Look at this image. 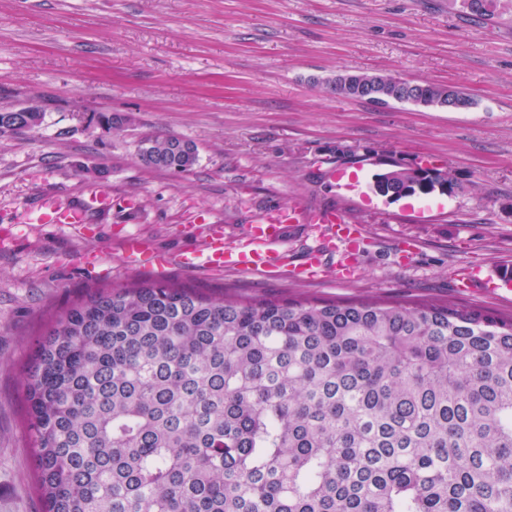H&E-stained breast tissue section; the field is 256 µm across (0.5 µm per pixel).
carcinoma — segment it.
Listing matches in <instances>:
<instances>
[{"label": "carcinoma", "instance_id": "obj_1", "mask_svg": "<svg viewBox=\"0 0 512 512\" xmlns=\"http://www.w3.org/2000/svg\"><path fill=\"white\" fill-rule=\"evenodd\" d=\"M42 119L0 112V138ZM138 160L197 152L155 135ZM25 387L45 512H512V316L139 282L51 321Z\"/></svg>", "mask_w": 512, "mask_h": 512}]
</instances>
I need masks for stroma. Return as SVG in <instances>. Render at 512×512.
Returning <instances> with one entry per match:
<instances>
[{"mask_svg": "<svg viewBox=\"0 0 512 512\" xmlns=\"http://www.w3.org/2000/svg\"><path fill=\"white\" fill-rule=\"evenodd\" d=\"M452 84L464 111L380 105L326 91L343 73ZM41 124L0 139V512H43L24 387L45 322L98 286L137 280L238 299L447 301L512 315V0L479 17L452 0H0V110ZM130 116L119 130L95 113ZM193 141L190 172L142 166V140ZM431 164L460 184L396 201L371 157ZM109 191L85 224L41 222L43 195ZM342 209L365 243L359 273L308 281L188 271L176 256L208 225L238 238L266 211ZM168 256L124 260L126 234ZM412 241L411 264L398 263ZM478 275L481 286L463 278Z\"/></svg>", "mask_w": 512, "mask_h": 512, "instance_id": "stroma-1", "label": "stroma"}]
</instances>
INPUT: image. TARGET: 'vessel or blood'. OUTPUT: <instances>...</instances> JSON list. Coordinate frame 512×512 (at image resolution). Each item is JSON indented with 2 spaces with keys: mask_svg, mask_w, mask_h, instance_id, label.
Returning <instances> with one entry per match:
<instances>
[{
  "mask_svg": "<svg viewBox=\"0 0 512 512\" xmlns=\"http://www.w3.org/2000/svg\"><path fill=\"white\" fill-rule=\"evenodd\" d=\"M41 205L47 209L48 218L53 223L81 224L90 209L106 208L108 199L92 189L76 201L46 197ZM300 220L319 225L320 240L301 263L292 265L280 247L281 233L284 225ZM362 243L359 227L346 223L336 210H307L291 205L264 214L234 242L225 237L223 225H211L202 243L178 255L177 260L188 269L203 267L218 273L227 270L260 272L271 278L308 280L323 272V254L337 251L341 258L336 264V276L348 279L358 270L356 255ZM124 250L128 258L145 269L162 260L161 255L153 252L148 242L137 235L126 238Z\"/></svg>",
  "mask_w": 512,
  "mask_h": 512,
  "instance_id": "vessel-or-blood-1",
  "label": "vessel or blood"
}]
</instances>
